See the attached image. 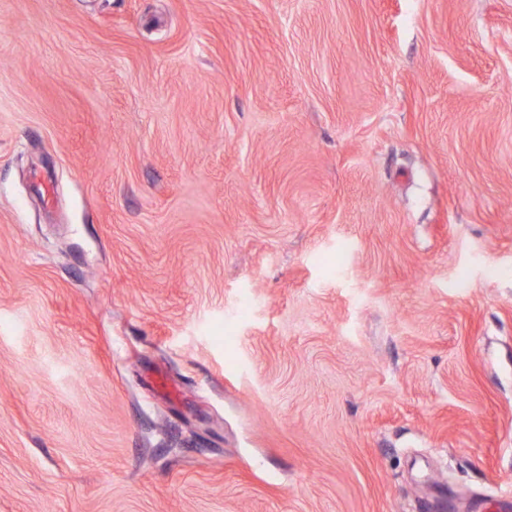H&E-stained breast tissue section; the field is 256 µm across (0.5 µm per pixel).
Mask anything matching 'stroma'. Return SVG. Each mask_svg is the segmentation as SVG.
<instances>
[{
	"label": "stroma",
	"instance_id": "35a3bbf8",
	"mask_svg": "<svg viewBox=\"0 0 512 512\" xmlns=\"http://www.w3.org/2000/svg\"><path fill=\"white\" fill-rule=\"evenodd\" d=\"M512 495V0H0V512Z\"/></svg>",
	"mask_w": 512,
	"mask_h": 512
}]
</instances>
